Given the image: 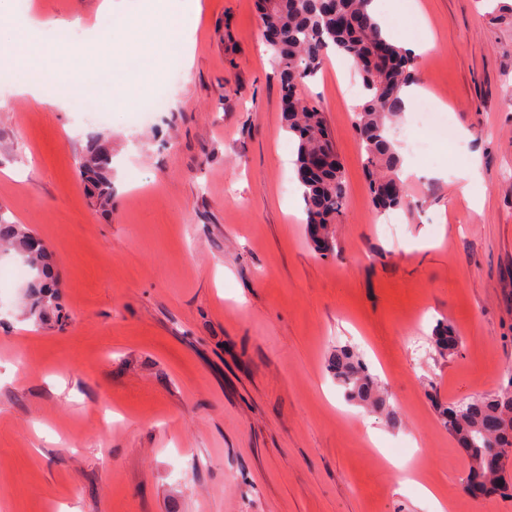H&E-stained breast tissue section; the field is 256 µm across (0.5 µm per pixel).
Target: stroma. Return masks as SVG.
<instances>
[{"label":"stroma","instance_id":"35a3bbf8","mask_svg":"<svg viewBox=\"0 0 512 512\" xmlns=\"http://www.w3.org/2000/svg\"><path fill=\"white\" fill-rule=\"evenodd\" d=\"M191 72L167 57L86 119L0 85V210L47 245L66 326L26 318L27 273L0 256V512H429L387 460L427 455L448 512H512L474 497L438 404L512 375V16L483 0H381L392 40L419 54L448 112L433 158L380 232L356 106L330 55L303 94L324 115L347 183L336 250L308 240L283 127L278 67L257 0H199ZM101 0H20L46 21L97 18ZM167 109L140 127L132 109ZM92 133L112 150V206L91 205L77 165ZM479 161L474 202L457 195ZM445 321L461 340L428 341ZM366 362L398 418L346 399L336 345Z\"/></svg>","mask_w":512,"mask_h":512}]
</instances>
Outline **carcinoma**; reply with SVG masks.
I'll return each mask as SVG.
<instances>
[{"instance_id": "cac0c4a2", "label": "carcinoma", "mask_w": 512, "mask_h": 512, "mask_svg": "<svg viewBox=\"0 0 512 512\" xmlns=\"http://www.w3.org/2000/svg\"><path fill=\"white\" fill-rule=\"evenodd\" d=\"M371 0H266L259 7L267 45L279 65L282 93L291 104L282 108L285 127L296 142L298 190L303 202L310 241L326 255L336 247L332 225L342 213L346 186L341 166L330 155L316 172V157L330 144L322 112L302 97L300 89L316 76L328 51L352 58L365 92L355 112L354 128L365 155L370 192L379 212L409 206L401 180V158L390 135L393 121L406 111L407 89L418 81L417 56L390 43L370 10ZM84 188L95 202L112 206V152L103 135L95 134L78 167ZM34 232L0 211V244L12 248L28 268L30 304L27 316L36 322L50 317L65 322L69 314L59 303L57 275L46 247H31ZM441 354H452L459 337L441 324L430 336ZM330 370L346 396L381 410L395 420V410L375 390L367 367L353 352L336 348ZM448 432L467 453L471 477L479 471L492 486L512 480L507 471L512 457V375L497 392L480 393L450 402L439 410Z\"/></svg>"}]
</instances>
